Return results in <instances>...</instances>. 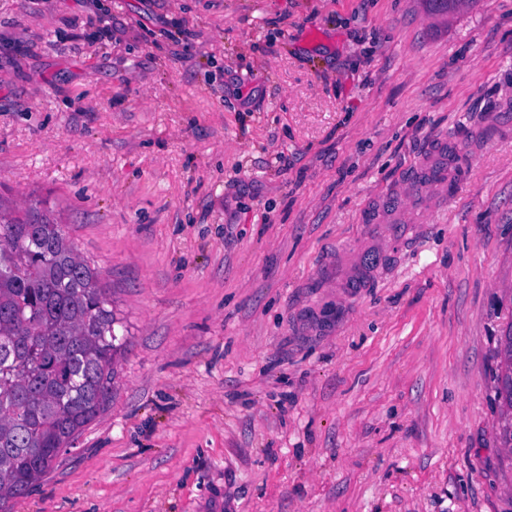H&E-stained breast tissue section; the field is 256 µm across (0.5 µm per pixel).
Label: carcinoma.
Listing matches in <instances>:
<instances>
[{"label":"carcinoma","mask_w":512,"mask_h":512,"mask_svg":"<svg viewBox=\"0 0 512 512\" xmlns=\"http://www.w3.org/2000/svg\"><path fill=\"white\" fill-rule=\"evenodd\" d=\"M462 0H425L444 15ZM100 274L37 207L0 208V509L49 471L112 396L119 319ZM497 400L512 412V329Z\"/></svg>","instance_id":"1"}]
</instances>
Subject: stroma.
Segmentation results:
<instances>
[{"mask_svg": "<svg viewBox=\"0 0 512 512\" xmlns=\"http://www.w3.org/2000/svg\"><path fill=\"white\" fill-rule=\"evenodd\" d=\"M443 141L465 178L379 256ZM0 201L127 328L9 512H512V0H0ZM504 357L506 369L500 376L497 400L510 411V418L499 427L503 442L512 448V329L504 336Z\"/></svg>", "mask_w": 512, "mask_h": 512, "instance_id": "35a3bbf8", "label": "stroma"}]
</instances>
